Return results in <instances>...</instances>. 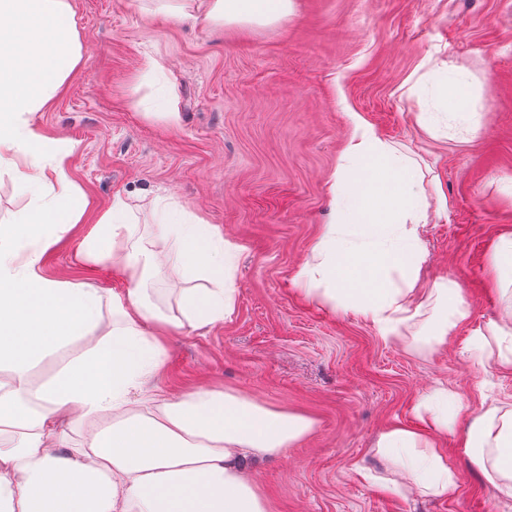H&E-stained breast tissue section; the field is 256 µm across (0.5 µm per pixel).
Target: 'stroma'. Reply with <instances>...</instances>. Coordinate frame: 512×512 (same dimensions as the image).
Segmentation results:
<instances>
[{
	"label": "stroma",
	"instance_id": "stroma-1",
	"mask_svg": "<svg viewBox=\"0 0 512 512\" xmlns=\"http://www.w3.org/2000/svg\"><path fill=\"white\" fill-rule=\"evenodd\" d=\"M72 2L81 62L35 122L70 142L89 206L49 248L43 274L101 288L111 317L126 282L88 269L78 244L114 195L170 197L240 245L238 293L224 323L167 337L153 385L171 395L217 386L312 420L285 454L249 466L273 512H512L456 455L458 420L437 436L457 474L443 497L350 472L359 463L397 477L377 440L395 426L426 431L413 408L436 386L475 406L512 404V367L477 370L467 351L472 328L500 320L508 301L494 247L512 235V0H292L274 23L214 29L169 17L160 0ZM429 58L466 84L467 120L449 114ZM167 104L178 125L157 118ZM358 119L417 155L426 194L448 200L421 230L419 280L462 287L470 323L443 345L382 340L295 281Z\"/></svg>",
	"mask_w": 512,
	"mask_h": 512
}]
</instances>
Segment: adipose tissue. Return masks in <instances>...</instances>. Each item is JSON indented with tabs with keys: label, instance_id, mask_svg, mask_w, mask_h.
Returning a JSON list of instances; mask_svg holds the SVG:
<instances>
[{
	"label": "adipose tissue",
	"instance_id": "ef3b65f1",
	"mask_svg": "<svg viewBox=\"0 0 512 512\" xmlns=\"http://www.w3.org/2000/svg\"><path fill=\"white\" fill-rule=\"evenodd\" d=\"M291 2L199 0L194 19L272 23ZM74 15L71 0H0V168L30 198L20 221L0 224V512H272L246 465L285 453L311 431L310 419L217 387L143 391L164 366L170 330L212 327L233 313L238 245L159 198L158 232L143 238L134 205L117 195L79 245L85 262L126 281L112 297L111 322L99 288L41 272L47 250L87 207L68 171L70 145L33 121L82 58ZM329 194L330 221L297 282L323 286L382 339H401L423 316L431 343L444 344L470 311L456 280L417 286L426 256L420 228L432 207L418 161L356 122ZM168 264L184 283L174 316L153 307L144 288ZM470 348L478 368L492 358L512 367V307L472 329ZM39 368L45 379H36ZM414 414L439 430L449 417L463 419L458 453L512 499V408H474L439 386ZM75 423L86 427L79 446H48ZM378 451L402 458L405 480L423 494L443 496L456 481L445 449L427 434L390 428Z\"/></svg>",
	"mask_w": 512,
	"mask_h": 512
}]
</instances>
